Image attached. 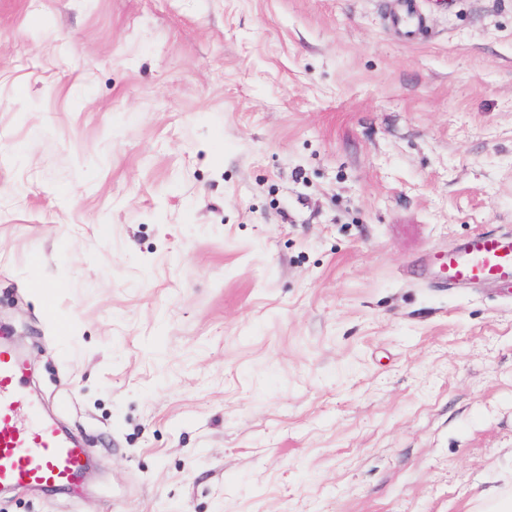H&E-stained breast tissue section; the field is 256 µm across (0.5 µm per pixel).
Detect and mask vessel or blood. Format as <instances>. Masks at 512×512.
I'll return each instance as SVG.
<instances>
[{
    "instance_id": "obj_1",
    "label": "vessel or blood",
    "mask_w": 512,
    "mask_h": 512,
    "mask_svg": "<svg viewBox=\"0 0 512 512\" xmlns=\"http://www.w3.org/2000/svg\"><path fill=\"white\" fill-rule=\"evenodd\" d=\"M388 24L405 40L425 28L418 0H394ZM447 285L491 279L512 287V235L478 232L437 258ZM27 366L0 341V485L55 488L72 484L87 450L42 415L26 389Z\"/></svg>"
}]
</instances>
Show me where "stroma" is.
I'll return each instance as SVG.
<instances>
[{
	"label": "stroma",
	"mask_w": 512,
	"mask_h": 512,
	"mask_svg": "<svg viewBox=\"0 0 512 512\" xmlns=\"http://www.w3.org/2000/svg\"><path fill=\"white\" fill-rule=\"evenodd\" d=\"M0 0V336L86 443L0 512L512 496V0ZM393 8L388 13V24L399 36L414 41L425 29V16L417 0H393ZM436 260L448 286L491 279L512 287V235L478 232Z\"/></svg>",
	"instance_id": "stroma-1"
}]
</instances>
